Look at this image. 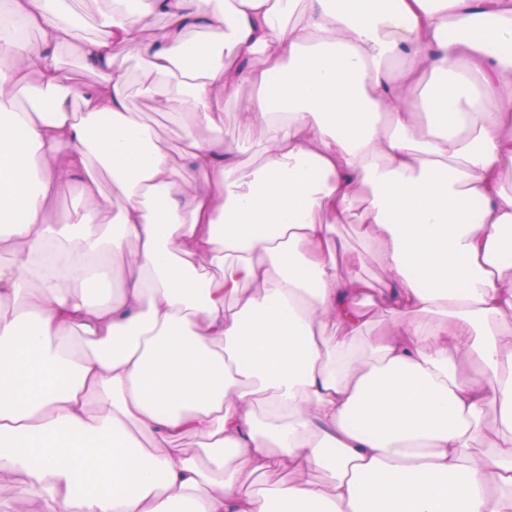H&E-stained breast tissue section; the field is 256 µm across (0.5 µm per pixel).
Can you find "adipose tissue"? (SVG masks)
Returning <instances> with one entry per match:
<instances>
[{"label":"adipose tissue","mask_w":512,"mask_h":512,"mask_svg":"<svg viewBox=\"0 0 512 512\" xmlns=\"http://www.w3.org/2000/svg\"><path fill=\"white\" fill-rule=\"evenodd\" d=\"M99 3L81 39L71 0H0V477L44 512H512V343L490 327L512 313V0ZM119 46L170 84L163 111L217 129L240 102L250 181L238 145L188 133L184 192ZM75 177L95 209L50 223ZM354 218L389 246L385 287L338 270L330 227ZM379 304L396 333L358 351Z\"/></svg>","instance_id":"1"}]
</instances>
